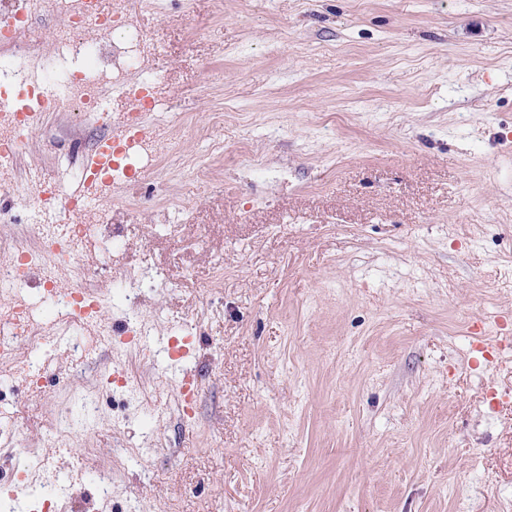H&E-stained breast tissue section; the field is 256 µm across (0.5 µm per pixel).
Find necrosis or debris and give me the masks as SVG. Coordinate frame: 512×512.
<instances>
[{
  "label": "necrosis or debris",
  "instance_id": "obj_1",
  "mask_svg": "<svg viewBox=\"0 0 512 512\" xmlns=\"http://www.w3.org/2000/svg\"><path fill=\"white\" fill-rule=\"evenodd\" d=\"M144 0H113L110 14H100L96 0H53L65 21L67 37L57 43L55 58L39 59L35 44L28 38L31 12L28 0H0V87L29 88L44 105H51L56 95L69 96L74 111L93 112L108 119L110 106L99 87L113 81L124 112L128 116L155 111L158 90L154 74L144 65V45L148 36L135 21V13ZM116 34L112 44H101L104 35ZM33 118L18 110L0 127V174L17 167L21 148L28 137ZM56 189H42L35 205L28 209V242L0 244L11 255L0 263V288H22L32 268L46 273L43 291L26 300L13 297V307L0 329L7 339L0 341V364L21 363L28 390L34 394L46 390L41 372L49 363L47 338L40 311L52 308L55 325L71 336V348H84L80 334L85 321L75 298L60 293L50 275L52 268L71 265L74 247L98 237L104 212L79 195H72L68 207L57 201ZM74 214L72 222L47 231L43 219L60 209Z\"/></svg>",
  "mask_w": 512,
  "mask_h": 512
}]
</instances>
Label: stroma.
Returning <instances> with one entry per match:
<instances>
[{
  "mask_svg": "<svg viewBox=\"0 0 512 512\" xmlns=\"http://www.w3.org/2000/svg\"><path fill=\"white\" fill-rule=\"evenodd\" d=\"M138 23L160 159L113 195L114 248L56 277L110 334L75 355L45 327L46 396L0 365L74 490L58 512H512V351L476 343L512 337V0H152ZM110 131L44 113L24 176L74 190ZM27 229L0 180V239ZM143 325L191 338V414L163 351L111 343ZM116 366L145 406L97 387Z\"/></svg>",
  "mask_w": 512,
  "mask_h": 512,
  "instance_id": "35a3bbf8",
  "label": "stroma"
}]
</instances>
